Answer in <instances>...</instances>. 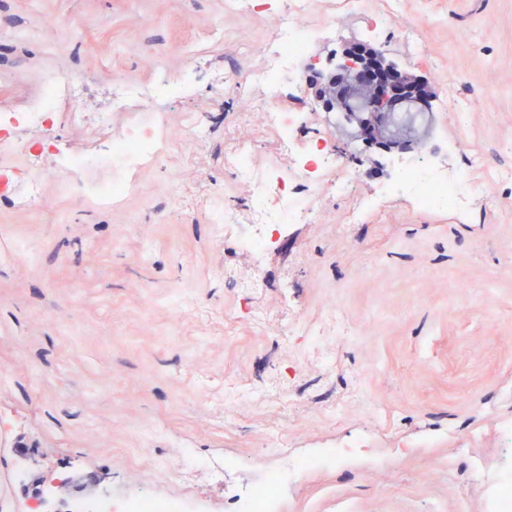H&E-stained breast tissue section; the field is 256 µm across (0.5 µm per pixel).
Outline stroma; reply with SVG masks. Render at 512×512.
<instances>
[{
  "label": "stroma",
  "mask_w": 512,
  "mask_h": 512,
  "mask_svg": "<svg viewBox=\"0 0 512 512\" xmlns=\"http://www.w3.org/2000/svg\"><path fill=\"white\" fill-rule=\"evenodd\" d=\"M404 9L426 15L431 59L395 49L389 59L438 96L462 76L480 98L470 151L512 167L499 149L512 141V0H404ZM264 35L225 14L224 0H0V105L30 99L46 72L85 73L87 112L109 109L114 78L147 80L158 61L186 71L190 86L165 104L168 157L119 208L53 178L50 156L0 161V250L28 246L0 260V512H73L158 490L236 512L281 464L275 430L296 460L339 451L288 481L279 512H491L492 486L474 462L512 469L500 432L512 420V187L475 198L466 224L396 201L337 236L330 225L392 165L323 109L308 73L287 103L350 148L360 179L327 199L318 222L282 232L260 288L226 281L225 269H252L208 216L214 191L238 203L250 194L224 170L231 136L254 140L259 160L290 162L259 125H239L242 87L214 89L217 74L261 65L242 46ZM182 44L193 60L176 53ZM190 112L209 120V141L193 153ZM417 136L423 157L458 133L437 111ZM22 174L43 179L40 207L13 205ZM336 300L345 334L289 333L295 321H324ZM174 458L196 460L191 483L166 482Z\"/></svg>",
  "instance_id": "35a3bbf8"
}]
</instances>
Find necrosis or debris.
Segmentation results:
<instances>
[{"mask_svg":"<svg viewBox=\"0 0 512 512\" xmlns=\"http://www.w3.org/2000/svg\"><path fill=\"white\" fill-rule=\"evenodd\" d=\"M258 2L224 0L225 13L258 16L268 29L261 66L237 77L247 89L238 120L246 124L253 116H260L292 162L285 168L257 163L251 143L236 141L224 153V167L236 180L248 184L251 194L247 209L238 211L219 192L210 201V221L260 263L272 252L278 227L315 222L325 195H347L359 179L357 170L345 163L325 130H316L310 141L297 140V114L281 100L280 92L284 84L300 79L298 61L308 56L317 40L337 34L335 21L342 14L362 19L376 31L396 30L412 61H428L429 52L421 36L423 18L405 15L401 0H381L376 8L369 0H277L276 10L262 13L256 10ZM82 83L77 74L44 76L29 102L13 111H0V154L25 152V144L15 135L19 127L45 126L58 117L90 120L94 128L107 135L109 158L120 166L121 173L109 181L84 185L83 191L94 202L118 205L139 193L141 172L164 155L171 133L168 113L146 112L142 106L175 92L180 79L163 69L142 83L115 79L113 110L125 113L123 124L117 128L112 125L111 112L85 117L79 108L78 89ZM479 167L484 175L476 182L471 171ZM510 183L512 168L484 167L476 154L465 168L429 165L407 158L398 162L392 183L356 200L347 210L344 223L337 225L336 233L347 235L351 225L364 223L398 198L418 213H444L463 222L468 219L470 203L476 196ZM285 481L284 470H269L252 486L239 512H277Z\"/></svg>","mask_w":512,"mask_h":512,"instance_id":"1","label":"necrosis or debris"}]
</instances>
